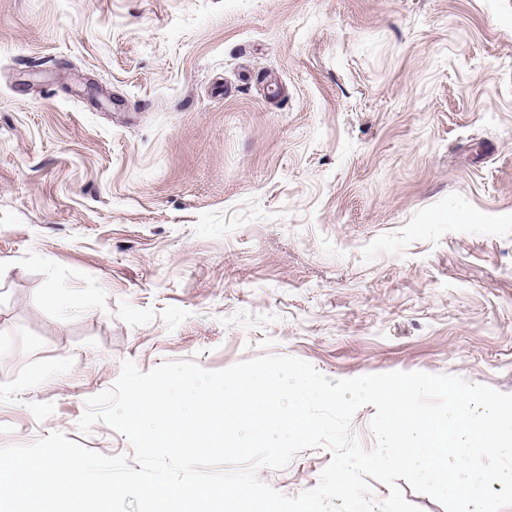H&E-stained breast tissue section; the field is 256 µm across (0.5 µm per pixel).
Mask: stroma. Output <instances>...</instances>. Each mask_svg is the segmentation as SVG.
I'll list each match as a JSON object with an SVG mask.
<instances>
[{
    "label": "stroma",
    "instance_id": "1",
    "mask_svg": "<svg viewBox=\"0 0 512 512\" xmlns=\"http://www.w3.org/2000/svg\"><path fill=\"white\" fill-rule=\"evenodd\" d=\"M266 353L512 394V0H0V446Z\"/></svg>",
    "mask_w": 512,
    "mask_h": 512
}]
</instances>
